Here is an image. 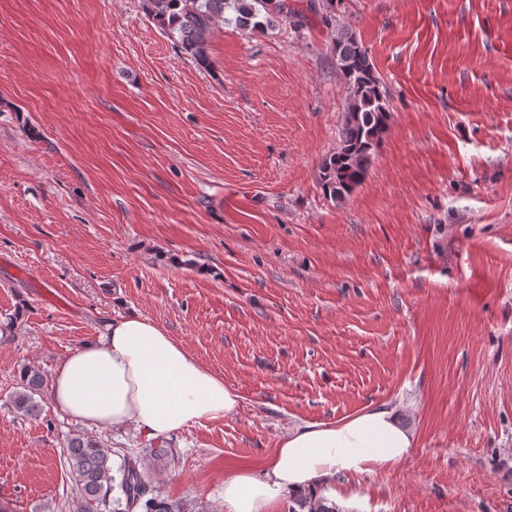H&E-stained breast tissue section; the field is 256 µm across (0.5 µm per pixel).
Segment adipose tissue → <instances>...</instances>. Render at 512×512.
Instances as JSON below:
<instances>
[{
	"instance_id": "ef3b65f1",
	"label": "adipose tissue",
	"mask_w": 512,
	"mask_h": 512,
	"mask_svg": "<svg viewBox=\"0 0 512 512\" xmlns=\"http://www.w3.org/2000/svg\"><path fill=\"white\" fill-rule=\"evenodd\" d=\"M59 412L99 428L180 430L234 412L240 396L160 324L128 314L62 357L51 384ZM415 446L395 408L381 405L333 423L289 430L262 472L224 478L227 512H270L289 493L334 492L339 477L403 463Z\"/></svg>"
}]
</instances>
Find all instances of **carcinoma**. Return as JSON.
<instances>
[{
    "instance_id": "carcinoma-1",
    "label": "carcinoma",
    "mask_w": 512,
    "mask_h": 512,
    "mask_svg": "<svg viewBox=\"0 0 512 512\" xmlns=\"http://www.w3.org/2000/svg\"><path fill=\"white\" fill-rule=\"evenodd\" d=\"M148 15L157 22L180 52L190 57L201 70H210L207 44L214 30L227 21L226 12L234 13L236 25L254 31L276 22L300 24L302 15L291 6H278L277 0H145ZM324 23L335 30L333 49L339 70L349 86L350 96L339 130V146L320 166L323 187L329 197L342 201L363 182L374 153L388 128L390 106L386 90L368 53L349 31L336 27L332 9L334 0H325ZM43 377L30 368L23 372L22 387L14 395L15 406L36 414L40 405ZM69 473L78 493L77 512H175L172 505L159 498L146 473L144 459L124 456L120 476L113 474L112 449L104 441L77 434L64 450ZM119 486L124 500L112 499ZM305 512H335L322 498L312 495L300 501Z\"/></svg>"
}]
</instances>
